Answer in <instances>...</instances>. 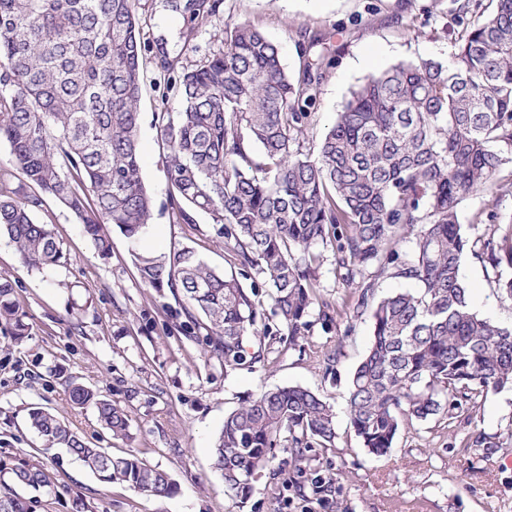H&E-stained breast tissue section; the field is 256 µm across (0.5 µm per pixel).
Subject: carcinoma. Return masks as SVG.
<instances>
[{"instance_id": "obj_1", "label": "carcinoma", "mask_w": 512, "mask_h": 512, "mask_svg": "<svg viewBox=\"0 0 512 512\" xmlns=\"http://www.w3.org/2000/svg\"><path fill=\"white\" fill-rule=\"evenodd\" d=\"M491 11L463 0L467 18L452 58L402 61L351 89L317 151L304 149L320 76L293 79L278 47L246 23L224 25L221 48L203 65L177 71L163 62L178 89V112L162 119L167 176L176 219L204 212L244 267H256L270 288L274 313L297 346L311 331L320 305L321 254L336 243L342 280L369 307L372 272L393 270L416 281V291L382 298L372 310L370 346L350 382L349 416L363 448L385 456L401 429L441 413L474 409L490 392L512 389V326L474 310L461 276L468 254L496 272L498 292L512 299V219L497 239L473 238L458 210L512 164V0ZM138 0H0V141L18 169L41 192L65 205L110 254L103 226L129 239L147 226L152 199L141 176L137 129L146 44ZM217 0H191L202 22ZM30 202L0 188V235L22 263L48 270L63 258ZM410 239L405 252L397 239ZM141 280L168 287L185 302L207 340L240 366L263 355L248 336L272 335L238 278L220 274L183 248L137 253ZM0 322L23 340L10 280L0 278ZM77 408L93 407L113 436L128 435L127 414L96 390L71 382ZM43 452L63 447L107 483L156 497L176 488L163 470L135 454L112 456L88 444L39 406L28 412ZM336 439L335 414L323 397L300 386L268 390L242 403L225 420L214 444V466L227 492L245 501L254 476L282 449L294 463ZM0 485V512H32L33 500L15 488L38 491L44 469L21 462Z\"/></svg>"}]
</instances>
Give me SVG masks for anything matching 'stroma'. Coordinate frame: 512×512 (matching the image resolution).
Returning a JSON list of instances; mask_svg holds the SVG:
<instances>
[{
    "label": "stroma",
    "mask_w": 512,
    "mask_h": 512,
    "mask_svg": "<svg viewBox=\"0 0 512 512\" xmlns=\"http://www.w3.org/2000/svg\"><path fill=\"white\" fill-rule=\"evenodd\" d=\"M208 22L192 27L187 11L169 0H139L140 31L149 44L137 137L141 175L152 197L151 218L138 239L106 226L108 258L98 257L79 220L59 201L41 196L15 166L0 142V183L20 199L41 198L32 215L49 225L64 254L44 271L25 267L7 238H0V277H7L24 315L27 337L13 344L12 328L0 325V460L39 463L52 482L46 512H70L71 493H81L94 512H512V390L489 393L476 409L454 418L435 416L402 430L388 456L362 447L348 415L349 384L370 341L371 316L358 310L357 295L342 281L332 247H322L317 290L336 311L335 322L312 313L303 345L267 339L261 361L224 365L204 337L189 328L181 297L170 288L146 285L133 263L137 252L167 253L192 248L220 273L238 270L219 245L211 215L194 223L172 216L166 174L167 151L160 139L164 113L174 111L176 93L167 86L162 61L191 69L215 54L225 24L246 22L280 50L284 67L298 74L319 64L323 78L308 131L316 141L333 124L349 90L370 74L402 60H448L464 32L455 0H219ZM312 40L308 57L296 52L299 39ZM512 167L498 183L468 196L461 223L475 237L489 238V213L512 216ZM474 309L495 311L512 324V299L497 292L496 273L480 257L461 269ZM337 354L326 373L328 354ZM77 380L112 400L129 419L128 439L112 438L93 408L70 405L66 386ZM300 386L328 398L336 412L334 448L314 449L303 463L305 480L329 478L333 498L282 489L292 477L288 454H278L259 473L246 503L231 498L214 467V443L224 419L261 391ZM38 404L65 420L73 431L115 455L135 453L167 471L176 489L149 496L121 483H104L66 449L41 453L29 428L27 409ZM488 447L474 446L477 436Z\"/></svg>",
    "instance_id": "obj_1"
}]
</instances>
